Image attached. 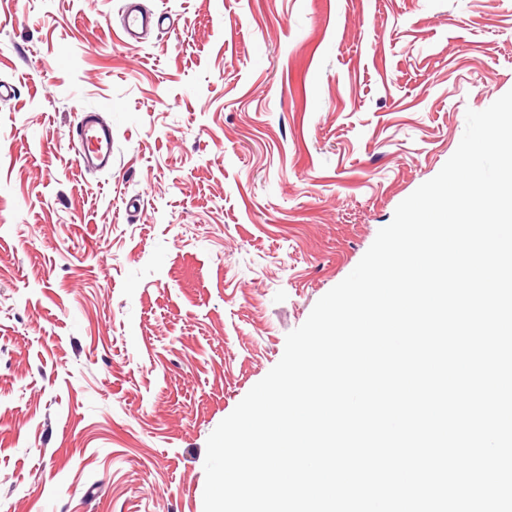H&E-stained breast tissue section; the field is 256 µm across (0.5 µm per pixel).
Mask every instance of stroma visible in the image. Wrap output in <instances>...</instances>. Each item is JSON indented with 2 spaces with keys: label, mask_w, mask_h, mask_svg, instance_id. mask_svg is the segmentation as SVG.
<instances>
[{
  "label": "stroma",
  "mask_w": 512,
  "mask_h": 512,
  "mask_svg": "<svg viewBox=\"0 0 512 512\" xmlns=\"http://www.w3.org/2000/svg\"><path fill=\"white\" fill-rule=\"evenodd\" d=\"M126 2L0 0V512H204L212 431L512 90V0ZM150 23L151 16L149 14L142 13L133 7H128L123 16V29L130 39L138 40ZM76 161L86 172L97 173L112 168V127L93 118L82 119L76 127Z\"/></svg>",
  "instance_id": "obj_1"
}]
</instances>
